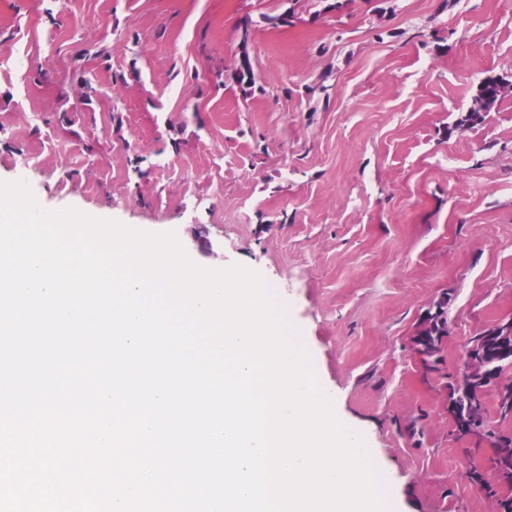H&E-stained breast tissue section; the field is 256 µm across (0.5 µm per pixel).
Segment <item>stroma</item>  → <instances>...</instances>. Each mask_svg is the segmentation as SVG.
Returning <instances> with one entry per match:
<instances>
[{"label":"stroma","instance_id":"stroma-1","mask_svg":"<svg viewBox=\"0 0 512 512\" xmlns=\"http://www.w3.org/2000/svg\"><path fill=\"white\" fill-rule=\"evenodd\" d=\"M488 75L501 102L458 126ZM18 180L259 272L399 512H500L464 478L494 449L453 435L444 376L512 317V0H0ZM443 296L429 374L411 338ZM253 22L249 18H245L242 20L240 27H241V43H242V50L240 57V66L238 68L237 73L235 72V78L237 82L241 85L245 83L254 84V74L250 62V58L247 52V44L249 41V36L251 32ZM245 78H248V81H246Z\"/></svg>","mask_w":512,"mask_h":512}]
</instances>
